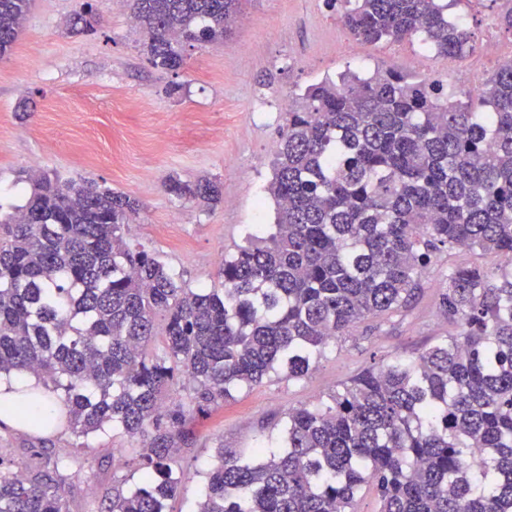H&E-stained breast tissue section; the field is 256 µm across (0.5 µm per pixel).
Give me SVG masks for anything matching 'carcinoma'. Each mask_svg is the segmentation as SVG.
Listing matches in <instances>:
<instances>
[{
    "label": "carcinoma",
    "instance_id": "1",
    "mask_svg": "<svg viewBox=\"0 0 512 512\" xmlns=\"http://www.w3.org/2000/svg\"><path fill=\"white\" fill-rule=\"evenodd\" d=\"M33 0H0V56ZM151 64L177 70L183 47L232 33L243 0H130ZM465 0H325L357 42L418 40L461 60L476 50ZM93 11L69 21L93 28ZM26 204L0 218V374L58 393L60 423L85 438H142L143 482L105 512H167L189 409L165 401L178 379L197 407L264 378L307 376L368 315L403 311L431 257L455 246L512 255V62L477 94L390 70H346L289 95L267 190L274 224L224 254L222 287L189 288L130 246L131 196L30 176ZM167 192L204 204L217 182L172 177ZM440 314L454 332L412 359L364 369L325 406L288 412L278 442L242 461L218 450L196 512H512V268L448 269ZM165 321V357L144 347ZM483 452L471 466L467 454ZM62 457L28 479L0 470V512H71Z\"/></svg>",
    "mask_w": 512,
    "mask_h": 512
}]
</instances>
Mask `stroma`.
Returning a JSON list of instances; mask_svg holds the SVG:
<instances>
[{"label": "stroma", "mask_w": 512, "mask_h": 512, "mask_svg": "<svg viewBox=\"0 0 512 512\" xmlns=\"http://www.w3.org/2000/svg\"><path fill=\"white\" fill-rule=\"evenodd\" d=\"M505 5L461 4L475 41L493 36L499 52L477 51L454 66L415 42L350 53L352 38L324 0H244L228 39L185 47L183 68L170 71L148 61L127 0H34L12 52L0 58V213L26 202L36 170L64 183L96 182L140 201L124 227L130 245L154 253L189 287H220V256L274 221L267 185L288 94L348 69L378 68L442 82L452 76L471 88L512 60V34L497 22ZM87 9L97 20L94 31L71 33L69 19ZM172 175L216 180L225 200L207 207L175 198L164 190ZM454 264L494 272L512 265V257L437 254L406 316L364 319L325 350L306 378L267 379L193 412L195 441L178 456L184 481L169 512H194L216 449L254 459L261 443L277 439L289 410L329 402L364 368L417 355L448 335L437 302ZM78 444L68 430L43 437L4 425L0 466L30 476ZM90 445L93 471L72 478L65 495L100 512L115 490L140 484L139 442L110 432Z\"/></svg>", "instance_id": "obj_1"}]
</instances>
